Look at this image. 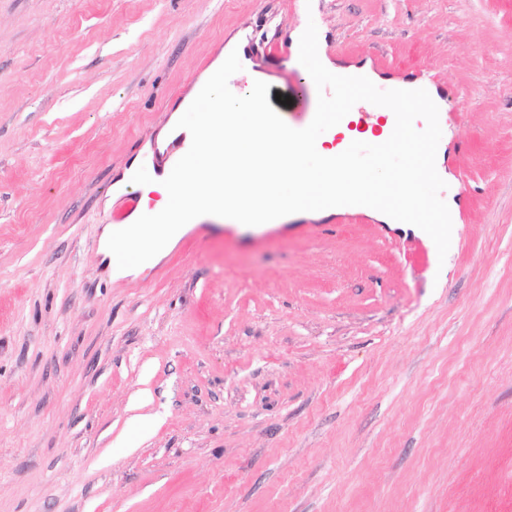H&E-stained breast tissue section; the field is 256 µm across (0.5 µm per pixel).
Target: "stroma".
<instances>
[{
  "mask_svg": "<svg viewBox=\"0 0 512 512\" xmlns=\"http://www.w3.org/2000/svg\"><path fill=\"white\" fill-rule=\"evenodd\" d=\"M446 91L444 277L400 224L196 225L112 184L236 31ZM0 512H512V0H0Z\"/></svg>",
  "mask_w": 512,
  "mask_h": 512,
  "instance_id": "35a3bbf8",
  "label": "stroma"
}]
</instances>
